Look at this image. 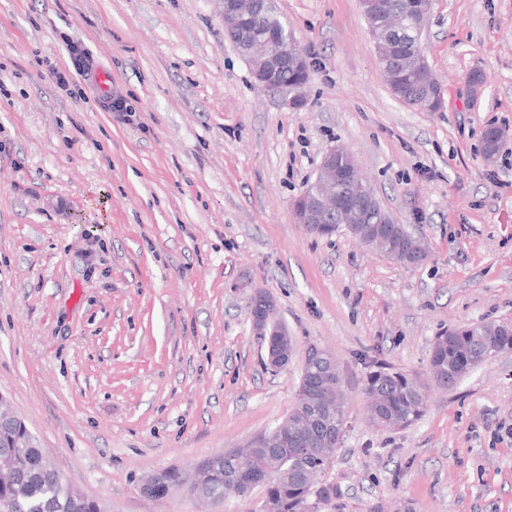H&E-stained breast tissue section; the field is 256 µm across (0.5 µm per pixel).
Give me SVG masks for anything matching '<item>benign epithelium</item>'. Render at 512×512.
Segmentation results:
<instances>
[{"label":"benign epithelium","instance_id":"7a95c632","mask_svg":"<svg viewBox=\"0 0 512 512\" xmlns=\"http://www.w3.org/2000/svg\"><path fill=\"white\" fill-rule=\"evenodd\" d=\"M273 11L272 0H223L224 30L234 44L237 53L250 65L254 82L272 92H292L289 104L299 108L304 105L302 89L305 83L286 86L276 82L277 75L289 68L310 71L308 57L295 36L283 27L271 28L248 51L240 45L239 27L258 14ZM316 190L304 193L291 202V212L296 223L314 236L331 235L336 225L364 226L367 218H374L376 231L384 234L389 225L398 223L388 210L382 207L374 190L362 178L354 156L343 149L333 148L324 156L315 175ZM248 317L252 333L268 336L279 324L276 301L266 292L256 289L248 297ZM275 349L268 351L267 361L273 369L288 356V330L282 329ZM310 355L322 360V383L318 387V402L329 408L336 403L335 363L325 350L310 346ZM183 481L195 487L194 497L205 499V470L203 463L182 471Z\"/></svg>","mask_w":512,"mask_h":512}]
</instances>
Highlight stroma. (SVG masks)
<instances>
[{
    "label": "stroma",
    "mask_w": 512,
    "mask_h": 512,
    "mask_svg": "<svg viewBox=\"0 0 512 512\" xmlns=\"http://www.w3.org/2000/svg\"><path fill=\"white\" fill-rule=\"evenodd\" d=\"M275 8L309 56L299 109L254 85L219 0H0V394L103 512H258L259 489L221 505L141 480L280 424L314 344L337 357L348 417L321 512H512V352L429 384L405 429L368 427L362 392L377 363L427 381L448 328L512 320V0H434L439 112L392 95L360 0ZM491 125L509 142L488 161ZM336 147L428 242L425 263L294 222ZM255 288L296 344L278 372L251 331Z\"/></svg>",
    "instance_id": "stroma-1"
}]
</instances>
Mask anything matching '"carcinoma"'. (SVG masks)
<instances>
[{"instance_id":"1","label":"carcinoma","mask_w":512,"mask_h":512,"mask_svg":"<svg viewBox=\"0 0 512 512\" xmlns=\"http://www.w3.org/2000/svg\"><path fill=\"white\" fill-rule=\"evenodd\" d=\"M401 46L389 60V67L398 74V84L406 94L417 100L430 98L436 86L429 73L415 65L404 54L405 39L397 40ZM371 250L385 256L393 253L395 262L412 266L409 248L412 232L406 224L392 225V233L378 237L359 228L349 229ZM512 351V335L494 328L492 322H481L460 328H450L436 337L429 359V375L442 388H454L466 375L481 367L493 357ZM423 384L381 364L369 371L364 379L363 393L368 399V421L387 430L404 429L418 422L424 415ZM344 393L341 373H336V406L327 410L313 401L302 398L288 415V441L266 448L251 449L253 469L269 473L272 478L262 485L266 512H318L321 505L336 498L337 490L324 482L323 475L338 444L345 425ZM316 416L322 432L315 438L313 451L294 459L295 439L298 432L295 420L303 416ZM23 434L6 425H0V457H12V470L0 476V507L8 512H100V505L86 497L76 501V491L46 460L35 440L28 441L22 453H13L12 445ZM237 451L207 458L210 468L206 477V491L217 502H223L233 491L227 477L234 466Z\"/></svg>"}]
</instances>
